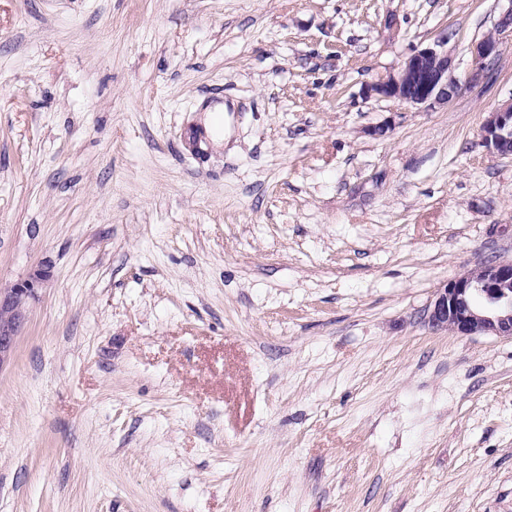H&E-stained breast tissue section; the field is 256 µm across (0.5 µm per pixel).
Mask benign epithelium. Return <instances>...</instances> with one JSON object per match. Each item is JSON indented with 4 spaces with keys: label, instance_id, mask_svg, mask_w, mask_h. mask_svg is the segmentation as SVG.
<instances>
[{
    "label": "benign epithelium",
    "instance_id": "1",
    "mask_svg": "<svg viewBox=\"0 0 512 512\" xmlns=\"http://www.w3.org/2000/svg\"><path fill=\"white\" fill-rule=\"evenodd\" d=\"M504 34L512 35V6L500 15L495 33L473 46L467 84L489 76ZM447 44L448 40L443 38L415 50L397 71L367 85L366 95L413 107L451 101L461 85L452 74ZM482 139L488 151L512 156V98L488 113L482 126ZM48 277V269L40 268L6 288L0 286V370L11 363L28 322L30 305L38 298L39 286ZM425 322L434 331L458 336L512 339V259H492L448 280L437 289L425 312Z\"/></svg>",
    "mask_w": 512,
    "mask_h": 512
}]
</instances>
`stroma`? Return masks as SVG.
<instances>
[{"instance_id":"1","label":"stroma","mask_w":512,"mask_h":512,"mask_svg":"<svg viewBox=\"0 0 512 512\" xmlns=\"http://www.w3.org/2000/svg\"><path fill=\"white\" fill-rule=\"evenodd\" d=\"M505 6L0 0V284L50 270L0 512H512V340L424 321L512 258V40L447 104L363 94L442 37L465 77ZM482 139L489 152L512 156V99L488 113L482 126Z\"/></svg>"}]
</instances>
